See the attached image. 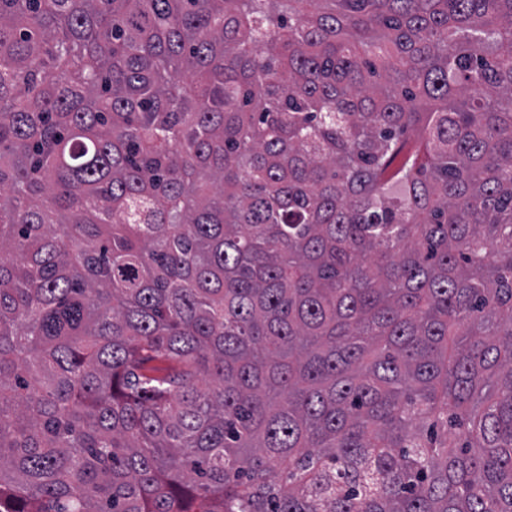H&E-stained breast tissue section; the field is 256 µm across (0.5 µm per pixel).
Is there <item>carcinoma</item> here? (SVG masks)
<instances>
[{
    "instance_id": "cac0c4a2",
    "label": "carcinoma",
    "mask_w": 512,
    "mask_h": 512,
    "mask_svg": "<svg viewBox=\"0 0 512 512\" xmlns=\"http://www.w3.org/2000/svg\"><path fill=\"white\" fill-rule=\"evenodd\" d=\"M0 512H512V0H0Z\"/></svg>"
}]
</instances>
